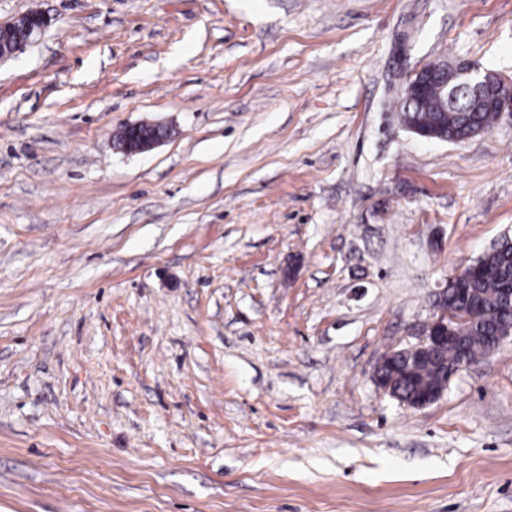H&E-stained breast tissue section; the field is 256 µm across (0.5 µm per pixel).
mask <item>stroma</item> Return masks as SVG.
I'll return each instance as SVG.
<instances>
[{"instance_id":"35a3bbf8","label":"stroma","mask_w":512,"mask_h":512,"mask_svg":"<svg viewBox=\"0 0 512 512\" xmlns=\"http://www.w3.org/2000/svg\"><path fill=\"white\" fill-rule=\"evenodd\" d=\"M0 512H512V342L414 409L378 358L512 237V120L430 142L408 73L512 78V0H0ZM167 136L127 153L116 134ZM30 14L41 13L34 11ZM32 15L24 14L10 23L0 25V63L37 41L47 28L48 18L44 14L36 17Z\"/></svg>"}]
</instances>
